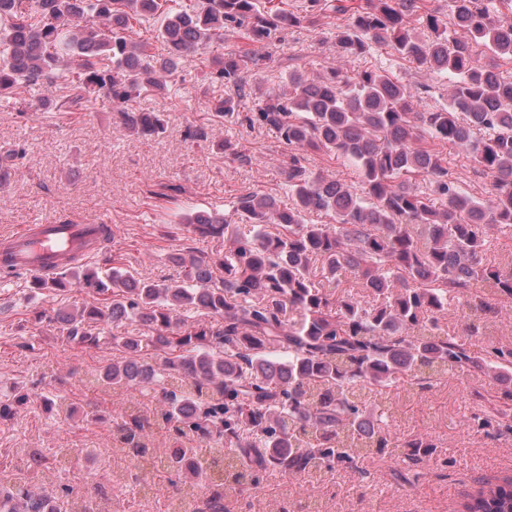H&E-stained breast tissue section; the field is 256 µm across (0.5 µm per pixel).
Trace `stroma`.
Listing matches in <instances>:
<instances>
[{
  "label": "stroma",
  "mask_w": 512,
  "mask_h": 512,
  "mask_svg": "<svg viewBox=\"0 0 512 512\" xmlns=\"http://www.w3.org/2000/svg\"><path fill=\"white\" fill-rule=\"evenodd\" d=\"M346 23V15L336 13L321 26L290 30L284 41L269 46L271 64L253 69L240 88L202 81L199 62H192L183 71L179 91L145 94L136 102L140 111L161 114L165 131L156 137L129 133L104 97L74 114L44 109L24 115L13 101L0 99V146L25 150L0 185V234L33 223L42 214L75 222L105 215L114 233L92 266L118 264L154 279L179 277L180 269L167 261L170 253L191 248L212 254L224 248L223 240L201 238L180 223V207L221 211L250 191L289 201L280 169L286 146L264 128L208 121L214 99L234 98L239 111L249 112L263 96L287 90L289 66L316 77L333 67L352 72L362 65L387 69L413 86L431 85V93L418 96L422 109L447 104V87L386 50H375L358 63L339 58L335 35ZM201 123L207 126V142L186 140L187 127ZM226 138L239 142L250 163L227 159L214 149V142ZM164 186L168 198H157ZM86 300L74 292L33 294L27 275L0 278V401L17 393L29 396L26 404L14 407L9 420L0 421V467L11 471L13 480L23 481L27 472L21 449H41L51 461L61 449L66 453L65 483L84 492H105L120 501L121 512H165L176 493L167 474L141 471L152 487L148 497L111 479L129 467L113 445L111 428L128 394L91 385L90 380L99 367L121 360L122 351L108 339L92 348L74 345L51 320L54 309ZM477 385L489 396L497 390L491 379ZM477 385L454 377L426 391L400 386L382 395L396 437L426 432L437 445L415 486L395 484L391 472L396 462L387 458L369 463L371 479L364 487L347 472L319 479L314 499L303 494L304 478L273 476L258 494L256 512L283 507L288 512H455L483 483L512 476V436L492 438L470 426ZM47 396L65 398L68 413L44 406Z\"/></svg>",
  "instance_id": "obj_1"
}]
</instances>
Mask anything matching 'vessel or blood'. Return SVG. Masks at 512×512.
I'll list each match as a JSON object with an SVG mask.
<instances>
[{
	"mask_svg": "<svg viewBox=\"0 0 512 512\" xmlns=\"http://www.w3.org/2000/svg\"><path fill=\"white\" fill-rule=\"evenodd\" d=\"M111 231L106 220L95 224H59L46 219L23 225L0 238V258L8 259L15 273L38 276L52 270L69 253L95 256L102 237Z\"/></svg>",
	"mask_w": 512,
	"mask_h": 512,
	"instance_id": "vessel-or-blood-1",
	"label": "vessel or blood"
}]
</instances>
